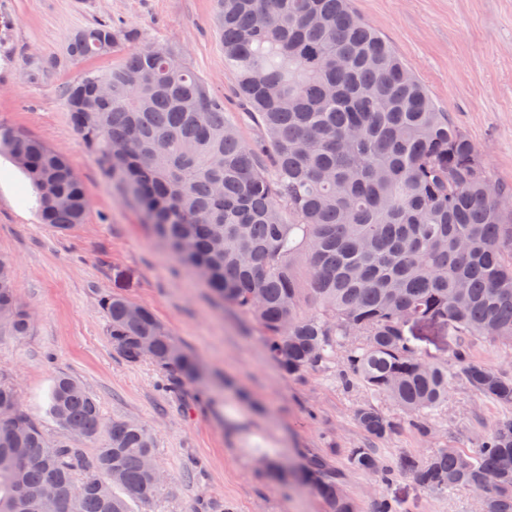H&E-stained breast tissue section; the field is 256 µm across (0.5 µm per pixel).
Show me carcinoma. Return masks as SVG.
<instances>
[{
	"label": "carcinoma",
	"instance_id": "1",
	"mask_svg": "<svg viewBox=\"0 0 512 512\" xmlns=\"http://www.w3.org/2000/svg\"><path fill=\"white\" fill-rule=\"evenodd\" d=\"M224 65L265 146L256 150L224 117V100L178 49L141 44L121 65L88 71L65 91L70 121L147 223L225 304L254 318L269 358L289 375L325 369L342 353V383L394 405L423 434L456 377L484 399L512 406V376L470 354L479 338L512 349V185L496 183L469 137L350 0H216ZM122 34L98 22L69 38L76 58L109 53ZM100 84L112 99L98 97ZM35 190L41 223L64 234L89 202L71 160L43 140L0 124V155ZM305 263L306 272L296 268ZM99 306L109 343L126 362L145 359L205 387L209 374L151 310L112 292ZM443 324L454 366L425 363L408 323ZM33 315L0 260V336L23 337ZM47 437L0 381V512H130L163 487L156 437L130 419L106 421L78 379L58 374ZM354 416L375 440L399 423L363 404ZM103 439L93 455L75 439ZM350 468L385 479L374 448H350ZM424 489L470 487L484 512H512V418L473 452L439 448L399 462ZM81 482H75L76 473ZM299 479L325 512H359L324 458Z\"/></svg>",
	"mask_w": 512,
	"mask_h": 512
}]
</instances>
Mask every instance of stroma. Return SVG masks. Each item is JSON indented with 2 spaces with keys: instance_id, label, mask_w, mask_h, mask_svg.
Here are the masks:
<instances>
[{
  "instance_id": "obj_1",
  "label": "stroma",
  "mask_w": 512,
  "mask_h": 512,
  "mask_svg": "<svg viewBox=\"0 0 512 512\" xmlns=\"http://www.w3.org/2000/svg\"><path fill=\"white\" fill-rule=\"evenodd\" d=\"M475 145L493 180L512 184V0H354ZM137 32L145 43L180 48L218 96L248 144L259 137L224 64L215 0H0V124L31 133L67 154L84 184L85 223L60 235L39 223L28 180L0 156V258L13 266L18 296L35 317L29 336H0V375L46 434L59 433L46 412L57 373H68L96 399L105 419H134L154 430L155 458L167 477L142 512H202L232 502L235 512H323L294 476L308 456L326 457L362 512L379 494L397 512H476L470 489L431 492L398 471L402 456L440 448L474 451L512 406L490 402L463 383L427 419L430 435L401 424L384 441L369 438L354 410L374 401L344 388L338 365L286 376L268 357L258 323L217 300L154 237L141 211L102 170L71 124L65 90L84 72L123 62L132 43L105 56L76 59L69 37L98 20ZM127 272L126 295L148 306L207 368L206 394L172 384L150 361L130 364L113 352L98 306L113 270ZM420 357L452 362L444 325L411 328ZM267 449L291 472L272 478L251 451ZM377 448L394 469L379 482L349 468V448Z\"/></svg>"
}]
</instances>
